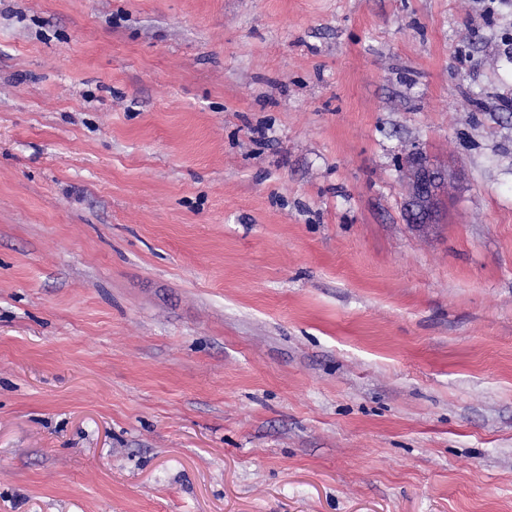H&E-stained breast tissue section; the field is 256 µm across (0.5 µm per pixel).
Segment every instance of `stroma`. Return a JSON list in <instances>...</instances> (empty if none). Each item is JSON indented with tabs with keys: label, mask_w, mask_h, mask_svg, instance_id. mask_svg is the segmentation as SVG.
Wrapping results in <instances>:
<instances>
[{
	"label": "stroma",
	"mask_w": 512,
	"mask_h": 512,
	"mask_svg": "<svg viewBox=\"0 0 512 512\" xmlns=\"http://www.w3.org/2000/svg\"><path fill=\"white\" fill-rule=\"evenodd\" d=\"M0 512H512V0H0ZM406 210L412 224H433L441 203L446 173L416 151L407 158Z\"/></svg>",
	"instance_id": "obj_1"
}]
</instances>
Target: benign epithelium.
Masks as SVG:
<instances>
[{"label":"benign epithelium","instance_id":"7a95c632","mask_svg":"<svg viewBox=\"0 0 512 512\" xmlns=\"http://www.w3.org/2000/svg\"><path fill=\"white\" fill-rule=\"evenodd\" d=\"M407 211L411 223L432 224L441 203L446 173L416 151L407 158Z\"/></svg>","mask_w":512,"mask_h":512}]
</instances>
